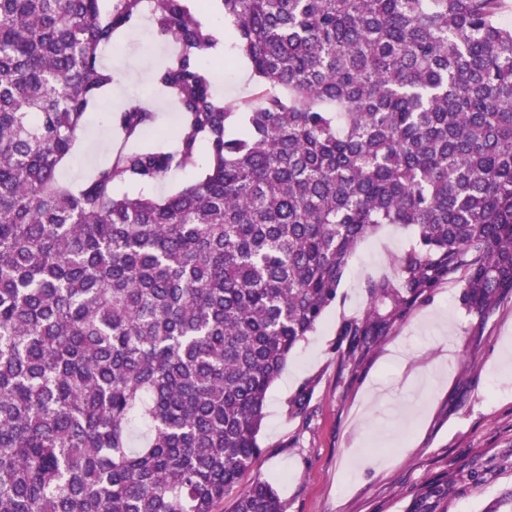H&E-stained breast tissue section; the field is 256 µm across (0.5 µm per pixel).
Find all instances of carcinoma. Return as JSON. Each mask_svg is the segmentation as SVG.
Here are the masks:
<instances>
[{
	"label": "carcinoma",
	"mask_w": 512,
	"mask_h": 512,
	"mask_svg": "<svg viewBox=\"0 0 512 512\" xmlns=\"http://www.w3.org/2000/svg\"><path fill=\"white\" fill-rule=\"evenodd\" d=\"M258 78L213 91L191 0L123 145L60 166L108 92L101 48L143 0H0V512H284L243 476L269 389L382 224L414 243L368 282L348 359L447 280L479 320L512 294V19L504 0H208ZM206 165L166 197L129 194ZM307 390L291 401L308 413ZM146 435L133 446V427Z\"/></svg>",
	"instance_id": "carcinoma-1"
}]
</instances>
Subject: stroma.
Segmentation results:
<instances>
[{"label":"stroma","mask_w":512,"mask_h":512,"mask_svg":"<svg viewBox=\"0 0 512 512\" xmlns=\"http://www.w3.org/2000/svg\"><path fill=\"white\" fill-rule=\"evenodd\" d=\"M161 52L157 41L117 44L115 80L59 170L64 184L107 158L112 113L152 99ZM409 240L386 225L358 245L336 303L269 390L250 473L274 484L285 512H484L512 490V296L481 322L452 280L358 364L337 351L343 325L367 303L368 280L392 276ZM305 386L308 415L292 416Z\"/></svg>","instance_id":"35a3bbf8"}]
</instances>
